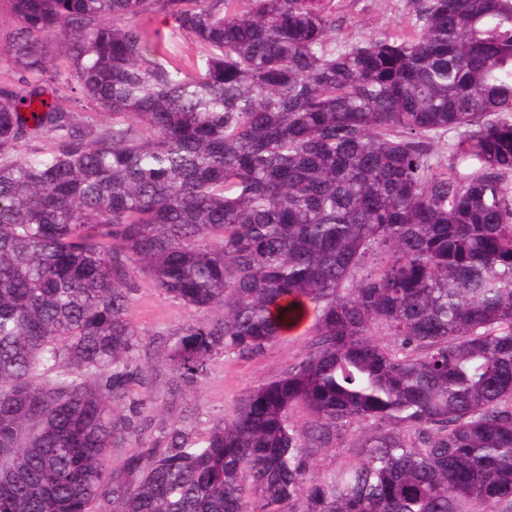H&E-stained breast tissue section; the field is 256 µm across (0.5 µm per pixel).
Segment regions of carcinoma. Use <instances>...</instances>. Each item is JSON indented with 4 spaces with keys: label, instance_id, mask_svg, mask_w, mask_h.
<instances>
[{
    "label": "carcinoma",
    "instance_id": "cac0c4a2",
    "mask_svg": "<svg viewBox=\"0 0 512 512\" xmlns=\"http://www.w3.org/2000/svg\"><path fill=\"white\" fill-rule=\"evenodd\" d=\"M10 3L0 512H512V0H419L420 31L339 49L321 0ZM154 8L198 56L135 22ZM53 38L85 108L30 123ZM139 276L202 314L168 349L179 387L273 346L292 298L318 318L299 363L134 450L129 482ZM352 423L354 461L316 473Z\"/></svg>",
    "mask_w": 512,
    "mask_h": 512
}]
</instances>
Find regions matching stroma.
Instances as JSON below:
<instances>
[{"mask_svg":"<svg viewBox=\"0 0 512 512\" xmlns=\"http://www.w3.org/2000/svg\"><path fill=\"white\" fill-rule=\"evenodd\" d=\"M327 6L336 17L333 36L339 47L383 33L399 34L419 23L417 0H327ZM137 283L128 317L144 343L138 363L145 380L132 385L128 399L115 410L116 415L130 418L137 429L135 436L117 443L112 450L111 466L117 473L122 472L131 449L153 445L182 413H193L199 431H207L217 418L232 411L246 391L299 362L307 352L315 323L314 318H307L299 330L282 336L258 355L214 356L200 384L173 393L167 386V341L173 331L194 321L198 313L160 293L145 277H138Z\"/></svg>","mask_w":512,"mask_h":512,"instance_id":"35a3bbf8","label":"stroma"}]
</instances>
